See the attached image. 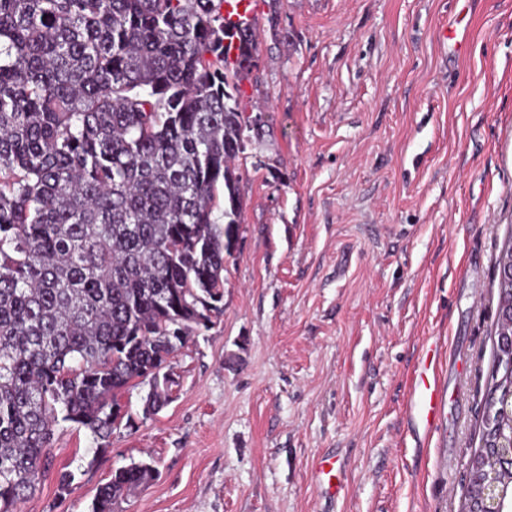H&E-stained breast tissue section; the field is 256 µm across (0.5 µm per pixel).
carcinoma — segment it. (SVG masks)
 I'll return each instance as SVG.
<instances>
[{"instance_id": "cac0c4a2", "label": "carcinoma", "mask_w": 512, "mask_h": 512, "mask_svg": "<svg viewBox=\"0 0 512 512\" xmlns=\"http://www.w3.org/2000/svg\"><path fill=\"white\" fill-rule=\"evenodd\" d=\"M224 2L0 0V512L51 472L58 420L106 451L130 417L122 393L207 326L188 304L222 311L243 62L258 60L255 22L226 20ZM511 358L493 346L462 512L512 426ZM152 471L113 470L91 512Z\"/></svg>"}]
</instances>
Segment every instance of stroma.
I'll use <instances>...</instances> for the list:
<instances>
[{
	"mask_svg": "<svg viewBox=\"0 0 512 512\" xmlns=\"http://www.w3.org/2000/svg\"><path fill=\"white\" fill-rule=\"evenodd\" d=\"M263 113L223 311L171 358V402L122 400L106 452L71 422L18 512H91L113 470L153 477L116 512H458L512 235V0H254ZM439 418L407 412L426 344ZM331 456L342 489L320 485Z\"/></svg>",
	"mask_w": 512,
	"mask_h": 512,
	"instance_id": "stroma-1",
	"label": "stroma"
}]
</instances>
